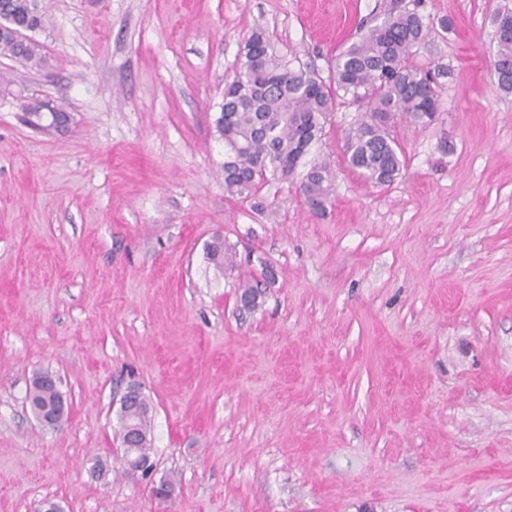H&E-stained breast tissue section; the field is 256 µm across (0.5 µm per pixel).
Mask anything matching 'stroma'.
Wrapping results in <instances>:
<instances>
[{"label": "stroma", "mask_w": 512, "mask_h": 512, "mask_svg": "<svg viewBox=\"0 0 512 512\" xmlns=\"http://www.w3.org/2000/svg\"><path fill=\"white\" fill-rule=\"evenodd\" d=\"M395 0H42L46 63L0 56V512H512V93L505 0H421L407 63L438 119L399 123L401 175L347 165L338 100L300 176L224 189L215 119L254 29L328 78ZM62 105L35 129L26 98ZM233 256L216 268L206 246ZM268 263L256 309L238 286ZM56 380L42 424L27 389ZM149 399L155 499L125 473L119 400ZM508 19L507 23L512 27V7L504 5L494 18L495 26V49L493 55V70L499 90L505 93L512 92V32L498 33L496 22L500 15ZM327 163H314L307 170L301 182L304 203L314 212L325 208L328 201L330 181ZM39 378L40 376H36L33 379L28 391V400L35 414H38L47 404H52L59 396L52 385L38 383ZM65 406V401L62 398L59 402L45 407L40 415L36 416L45 424L56 425L64 416Z\"/></svg>", "instance_id": "obj_1"}]
</instances>
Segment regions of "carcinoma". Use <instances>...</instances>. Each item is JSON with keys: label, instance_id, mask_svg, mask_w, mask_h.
Listing matches in <instances>:
<instances>
[{"label": "carcinoma", "instance_id": "1", "mask_svg": "<svg viewBox=\"0 0 512 512\" xmlns=\"http://www.w3.org/2000/svg\"><path fill=\"white\" fill-rule=\"evenodd\" d=\"M419 0L392 12L369 27L336 55L330 82L315 73L292 69L276 54L265 34L255 31L244 46V63L224 90V103L215 119L224 140V188L250 196L268 177L293 176L313 142L322 137L338 98L366 108L363 119L346 138L348 166L366 181L379 186L392 183L403 167L402 150L390 129L397 120L414 126L432 123L438 112L436 79L406 65L412 49L424 39L428 26L417 12ZM0 10L26 21L31 29L44 28L46 15L40 0H0ZM0 55L29 67L43 63L42 46L31 38L19 45L15 37L0 35ZM493 70L499 90L512 92V32L495 33ZM45 102L24 104L25 121L41 128ZM330 190L329 166L315 163L301 182L304 203L314 212L325 208ZM207 258L221 268L229 262L224 240L214 237ZM261 293L242 284V307L259 305ZM58 398L53 386L33 381L28 400L37 413ZM140 439L125 455L141 461L151 456L148 435L151 403L140 394L127 413Z\"/></svg>", "mask_w": 512, "mask_h": 512}]
</instances>
